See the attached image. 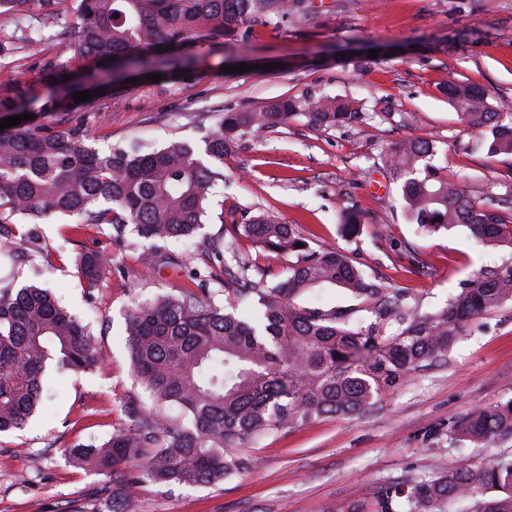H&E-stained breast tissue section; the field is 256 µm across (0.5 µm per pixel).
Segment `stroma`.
Segmentation results:
<instances>
[{
	"mask_svg": "<svg viewBox=\"0 0 512 512\" xmlns=\"http://www.w3.org/2000/svg\"><path fill=\"white\" fill-rule=\"evenodd\" d=\"M310 11L272 26H254L246 40L190 48L191 77L141 79L104 97L92 111L73 112L59 131L82 126L90 145L107 153L134 145L151 150L173 139L202 145L224 113L287 97H335L362 112L346 127L293 122L224 157V179L210 199L200 234L175 245L178 262L154 265L143 241L116 244L108 225L77 216L41 219L38 239L13 216L19 264L0 250V280L39 279L71 311L90 321L100 362L78 376L54 377L42 411L24 430L0 435V512H102L111 477L71 466L70 449L107 439L123 421L122 404L141 388L133 380L125 319L134 301L190 287L206 273L200 259L223 241L270 276L287 263L232 225L271 215L297 225L312 248L350 252L364 274L437 311L480 269L512 261V249L475 246L466 228L420 234L408 223L400 183L381 167L390 146L427 140L445 153L448 172L464 176L480 202L512 185V156L475 148L442 93L453 80L512 106V0H310ZM56 20L23 12L0 27V100L47 94L46 65L60 56V33L74 23L73 0H59ZM376 50L355 66L348 52ZM247 64V71L225 68ZM358 210V238L342 236V208ZM415 249L422 267L412 265ZM103 254L108 267L95 288L75 274L81 252ZM512 399V302L466 323L443 364L384 392L364 414L324 418L249 445L247 470L221 485L131 487L136 512H321L374 496L410 478H432L461 466L481 468L512 455V440L481 447L458 440L457 422L472 409Z\"/></svg>",
	"mask_w": 512,
	"mask_h": 512,
	"instance_id": "obj_1",
	"label": "stroma"
}]
</instances>
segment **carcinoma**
<instances>
[{
  "instance_id": "obj_1",
  "label": "carcinoma",
  "mask_w": 512,
  "mask_h": 512,
  "mask_svg": "<svg viewBox=\"0 0 512 512\" xmlns=\"http://www.w3.org/2000/svg\"><path fill=\"white\" fill-rule=\"evenodd\" d=\"M75 2L73 33L62 52L97 60L103 73L90 100L72 102L75 110L95 107L101 89L122 82L128 71H182L191 65L183 54L190 45L222 44L244 36L248 24L272 25L307 9L305 0ZM30 6L47 20L57 17V0H0V22ZM47 72L51 85L42 101L18 96L0 104L14 115H35L0 130V240L6 244L14 215H79L86 224L110 225L117 243L132 235L149 241L146 258L169 262L162 245L190 241L203 228L211 189L224 180L225 154L291 122L339 127L356 118L344 102L302 95L224 113L202 155L183 141L103 154L87 145L81 128L64 133L44 122H64L59 105L76 93L64 80L68 66L51 61ZM443 93L464 128L484 136L480 147L512 155V112L491 105L477 86L450 82ZM436 155L433 143L417 139L384 155L410 222L428 235L463 226L479 246L512 249V198L500 206L473 200L448 177V167L434 163ZM361 224L359 212L341 209L346 237H356ZM234 230L288 258L287 275L270 281L242 259L237 269H224L222 307L201 281L134 302L125 333L131 372L146 398L124 402L125 420L108 440L74 448L68 457L77 468L117 476L112 512H128V486L216 485L247 468L240 447L323 417L366 412L383 392L445 361L463 322L512 301V263L479 271L446 307L423 312L407 294L367 278L347 252L311 248L293 224L258 215ZM73 264L93 288L107 262L84 252ZM325 285L341 288L358 306L299 303ZM393 324L399 331L387 333ZM98 362L90 324L34 282L0 281V433L22 430L36 416L48 371L79 375ZM455 433L481 446L512 437V400L474 409ZM401 497L408 512H442L455 499L472 501L470 512H512V455L477 472L461 466L430 481L409 479L370 501L326 512H394L392 502Z\"/></svg>"
}]
</instances>
